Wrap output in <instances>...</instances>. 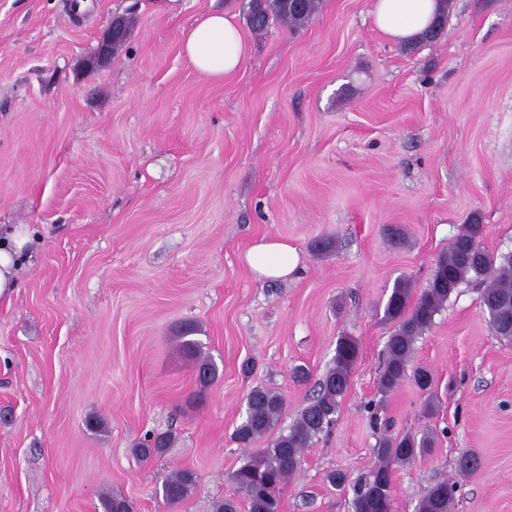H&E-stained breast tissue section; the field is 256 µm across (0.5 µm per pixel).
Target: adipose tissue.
Returning a JSON list of instances; mask_svg holds the SVG:
<instances>
[{
    "mask_svg": "<svg viewBox=\"0 0 512 512\" xmlns=\"http://www.w3.org/2000/svg\"><path fill=\"white\" fill-rule=\"evenodd\" d=\"M441 8L440 0H376L375 24L391 40L404 44L416 40ZM183 50L197 71L220 81L241 66L247 44L241 30L224 14L211 13L185 33ZM33 240L28 225L0 227V299L17 288V273L30 256ZM242 261L258 279L285 281L297 270L300 258L287 241L264 237L243 253Z\"/></svg>",
    "mask_w": 512,
    "mask_h": 512,
    "instance_id": "1",
    "label": "adipose tissue"
}]
</instances>
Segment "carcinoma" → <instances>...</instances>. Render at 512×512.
<instances>
[{
    "mask_svg": "<svg viewBox=\"0 0 512 512\" xmlns=\"http://www.w3.org/2000/svg\"><path fill=\"white\" fill-rule=\"evenodd\" d=\"M445 7L436 24L428 28L420 41H432L445 29L451 0H441ZM320 0H242V11L253 32L262 34L271 24L281 23L297 30L317 12ZM484 227L464 225L459 234L435 263L426 286L417 291L405 279L396 280L384 307L382 320L393 324L385 346V363L377 382L378 392L395 391L407 374L417 389L425 394L423 412L436 410L433 373L417 367L409 370L417 339L431 328L434 317L448 304L451 296L464 284L485 285L481 304L488 314V323L500 339L512 344V253L496 256L482 244ZM198 329L183 327L178 348L191 359L197 382L204 390L217 380L218 369L203 352V344L194 339ZM360 357L357 339L348 334L337 337L332 363L317 383L315 394L300 409L295 422L286 432L274 433L284 409V399L275 390L252 389L246 399L245 418L235 429L234 439L248 448L255 440L274 434L267 447L247 454L243 463L228 477L231 494L216 502L213 512H238L239 499H244L247 512H281L280 494L283 485L295 474L305 450L315 439L328 432L336 422L340 403L350 387V378ZM173 442L172 434L157 433L145 437L134 449L142 461L162 455ZM436 444L430 432L404 433L383 437L375 452V464L363 484L354 489L352 512H393L392 467L407 465L432 452ZM196 475L180 469L167 476L156 498L171 512L185 502L195 490ZM457 492V482L443 481L430 486L419 501L417 512H450ZM105 512H133V506L121 495L106 494Z\"/></svg>",
    "mask_w": 512,
    "mask_h": 512,
    "instance_id": "cac0c4a2",
    "label": "carcinoma"
}]
</instances>
